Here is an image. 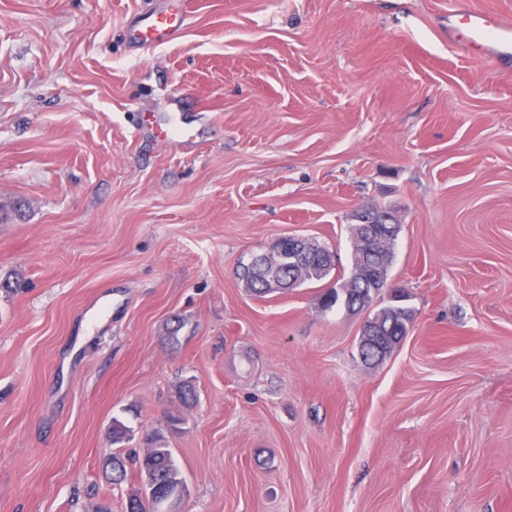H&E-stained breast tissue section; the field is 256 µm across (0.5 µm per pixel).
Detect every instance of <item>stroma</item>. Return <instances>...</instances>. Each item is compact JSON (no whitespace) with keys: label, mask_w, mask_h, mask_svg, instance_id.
<instances>
[{"label":"stroma","mask_w":512,"mask_h":512,"mask_svg":"<svg viewBox=\"0 0 512 512\" xmlns=\"http://www.w3.org/2000/svg\"><path fill=\"white\" fill-rule=\"evenodd\" d=\"M190 2L133 52L160 0H0V512H122L116 419L182 512H512V66L448 33L512 0ZM362 208L414 311L375 364L322 284L237 275L289 234L349 275ZM160 5L145 19L130 24L127 28V44L134 51L158 48L178 39L185 29L187 20L186 3L174 8L172 1ZM148 440L151 444H160L155 448L148 457L138 459L137 456L132 458L126 457L123 449L119 448L112 453L111 460L106 466L107 479L112 484H120L128 477V463L134 466L137 472H142L143 469H150L153 472L155 480L161 482L163 492L177 491L179 482L176 481V476L179 472L175 460L173 458L172 450L165 446L163 436L159 431L147 434ZM163 442V443H162ZM152 448H145L144 452L150 451ZM139 461V463H138ZM109 468V474L108 472Z\"/></svg>","instance_id":"obj_1"}]
</instances>
